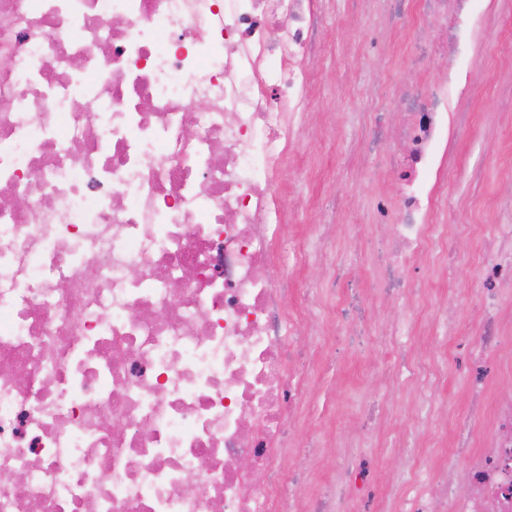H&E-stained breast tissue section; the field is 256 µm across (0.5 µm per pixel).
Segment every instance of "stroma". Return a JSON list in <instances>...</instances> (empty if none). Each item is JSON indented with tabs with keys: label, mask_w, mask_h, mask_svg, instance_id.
<instances>
[{
	"label": "stroma",
	"mask_w": 512,
	"mask_h": 512,
	"mask_svg": "<svg viewBox=\"0 0 512 512\" xmlns=\"http://www.w3.org/2000/svg\"><path fill=\"white\" fill-rule=\"evenodd\" d=\"M484 52L476 66L459 74L458 82L473 110L461 125L450 126L448 143L457 149L442 190L447 197L444 221L446 250L417 259L412 266L410 298L419 309V342L414 358L430 362L454 352L455 362L434 392L407 386L391 374L376 371L388 339L386 322L398 310V296L378 295L365 315L377 336L374 348L346 349L331 340L317 352L309 382V404L289 430L296 445H310L302 465L312 486L335 471L340 450L332 436H346L353 421L375 414L384 422L363 458L378 472L390 495L406 489L412 457H424L427 446L448 452L462 436L481 445L488 428L470 418L462 361L478 354L499 387L512 386V360L480 348L475 336L480 316L471 290L483 260L490 255L495 225L512 224L502 201L512 195V11L501 0H485ZM375 18L356 0H327L315 31L320 48L317 74L309 87L312 104L306 118L305 146L291 158L282 175L280 202L295 214L287 233L307 236L311 225H329L331 251L312 257L296 274L295 288H315L318 302L305 311L316 331L329 328L341 294L332 286L336 266L344 261L351 240L373 231L367 216L377 195L399 198L404 185L379 151L361 143L357 130L373 113L394 118L390 103L395 87L415 80L407 63L408 40L401 15L387 16V47L375 54L370 45ZM454 310L457 336L441 347L432 321Z\"/></svg>",
	"instance_id": "1"
}]
</instances>
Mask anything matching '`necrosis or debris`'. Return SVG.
Segmentation results:
<instances>
[{
	"instance_id": "4bbe7bcc",
	"label": "necrosis or debris",
	"mask_w": 512,
	"mask_h": 512,
	"mask_svg": "<svg viewBox=\"0 0 512 512\" xmlns=\"http://www.w3.org/2000/svg\"><path fill=\"white\" fill-rule=\"evenodd\" d=\"M431 20L410 55L447 58L401 88L415 120L365 138L409 161V192L378 196L375 290L447 236L439 150L480 0H413ZM325 0H0V512H335L360 470L321 495L288 465L309 399L312 290L289 302L275 267L306 263L321 225L286 235L279 174L295 135ZM193 136H186V129ZM475 283L479 342L512 352L500 290L512 226ZM278 266H271V253ZM362 288L336 329L370 344ZM490 441L417 470L387 512H512V389L467 376ZM23 474L15 484L14 474ZM193 492H185L186 482Z\"/></svg>"
}]
</instances>
